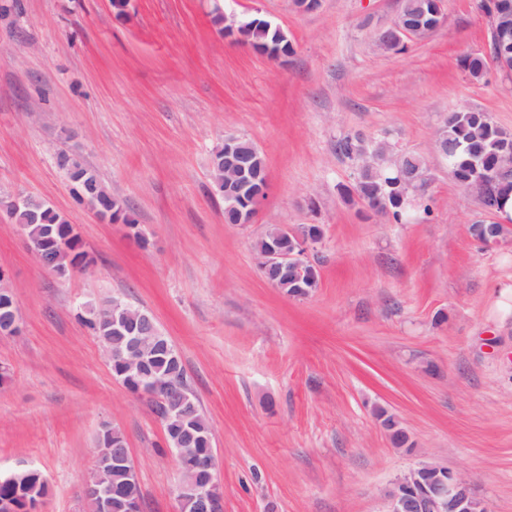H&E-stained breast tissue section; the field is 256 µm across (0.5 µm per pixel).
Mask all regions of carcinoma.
Wrapping results in <instances>:
<instances>
[{"label": "carcinoma", "instance_id": "obj_1", "mask_svg": "<svg viewBox=\"0 0 512 512\" xmlns=\"http://www.w3.org/2000/svg\"><path fill=\"white\" fill-rule=\"evenodd\" d=\"M243 34L254 45L264 47H286L288 53H293L291 43L285 34L276 26H268L262 20L252 19L244 22ZM488 59L482 54H468L461 59L462 68L472 77H480ZM448 136V143L458 147L450 158L449 168L453 179L463 180L469 169V160H482L486 168L495 163L496 155L504 146H512V134L502 130L493 120L482 125L478 123L470 111H459L453 114L450 121L442 128ZM336 153L349 160H358L363 154L373 158V163L367 168H360L352 186L344 189L347 195L355 194L362 199H371L384 194L389 195L390 218L400 222L405 210L401 198L391 196L390 182L396 179L397 170L386 165L385 157L389 153V145L385 141H369L362 136L347 135L336 141ZM69 179L75 185L74 191L78 202H85L88 196L86 188L97 180L96 175L76 159L62 166ZM489 192L495 197L497 205L503 206L506 199L512 197V177L495 178L489 186ZM16 224L26 225V233L32 243H37L48 234V229H59L60 236L66 239L65 246L57 252V265L65 269L71 267L75 273L89 271V265L80 261L83 252L77 236L70 235L72 227L55 212L45 201L32 195L26 196L25 203L18 210L11 212ZM132 305L127 309L114 310L112 303L97 308L90 306L86 315L81 317L83 323L91 330L99 342L106 346L124 347L125 342L112 335V319L136 312ZM153 373L157 376L173 378L177 384H186L185 369L182 361H173L164 354L158 355L152 363ZM164 433L167 447H181L177 442L180 436L194 435L196 439L184 447L189 463L197 464L207 458L213 448L212 433L209 423L198 401L191 405L177 406L171 400L155 401ZM47 483L42 474L33 469L14 471V479L0 483V501L10 500L23 507L26 503H35L45 496Z\"/></svg>", "mask_w": 512, "mask_h": 512}]
</instances>
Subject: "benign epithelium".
<instances>
[{
	"label": "benign epithelium",
	"mask_w": 512,
	"mask_h": 512,
	"mask_svg": "<svg viewBox=\"0 0 512 512\" xmlns=\"http://www.w3.org/2000/svg\"><path fill=\"white\" fill-rule=\"evenodd\" d=\"M440 22H424L407 26L398 20L393 26L379 31L376 35L378 47L389 50L405 38H419L433 32ZM242 139L227 134L224 136V195L237 199V223L248 224L260 209L267 190V180H258L254 175L251 162L241 150ZM512 174V148H505L497 159L496 167L487 172L475 166L471 176L461 181V186L474 194L483 211H488L486 192L491 175ZM428 186L427 170H416L400 181V197L413 199L425 192ZM322 237V228L315 229L305 236H297L299 245L289 251L276 241L266 250L265 267L283 273L297 288L298 296H306L303 282L306 280L308 251ZM136 329L128 330L124 324L118 326V332L130 335L129 345L140 349L144 339H150L171 353L173 347L164 340L156 321L149 312H137ZM21 332V317L13 295L5 284V273L0 272V337L16 336ZM135 374L140 377L137 395L157 398L162 394L177 392V396L187 401L189 394L167 379H157L148 370L147 363L138 360L133 366ZM184 452L178 450L175 458L178 462L181 480L176 491L178 509L183 512L186 502L193 503L195 512H223V488L218 478L216 456L196 469L183 461ZM114 462L121 466L128 483L138 481L137 465L127 448L112 450L96 449L94 466L86 482L84 496L96 502L97 512H112L113 497L116 491L106 473V464ZM387 510L385 512H487L485 502L474 492L473 480L446 466L424 463L410 469L398 477L386 493Z\"/></svg>",
	"instance_id": "obj_1"
}]
</instances>
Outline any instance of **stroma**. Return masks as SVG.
<instances>
[{
    "label": "stroma",
    "instance_id": "obj_1",
    "mask_svg": "<svg viewBox=\"0 0 512 512\" xmlns=\"http://www.w3.org/2000/svg\"><path fill=\"white\" fill-rule=\"evenodd\" d=\"M478 0L400 52L377 32L402 0H0V195L45 199L95 260L42 268L0 212V270L22 319L0 338V473L40 470L38 512H89L83 488L103 425L137 464L142 512H174L180 474L149 398L116 380L77 312L120 297L151 312L177 350L213 434L224 512H385L386 492L434 462L512 512V220L492 246L485 214L433 143L449 114L488 113L512 133V75L460 60L486 52ZM228 20L280 26L278 63L218 35ZM264 154L268 188L248 224L224 221L210 176L225 134ZM362 134L414 152L429 184L403 222L346 198ZM75 153L129 208L147 247L78 203L56 163ZM323 229L320 275L292 298L261 274L267 227ZM407 436L395 447L382 425Z\"/></svg>",
    "mask_w": 512,
    "mask_h": 512
}]
</instances>
